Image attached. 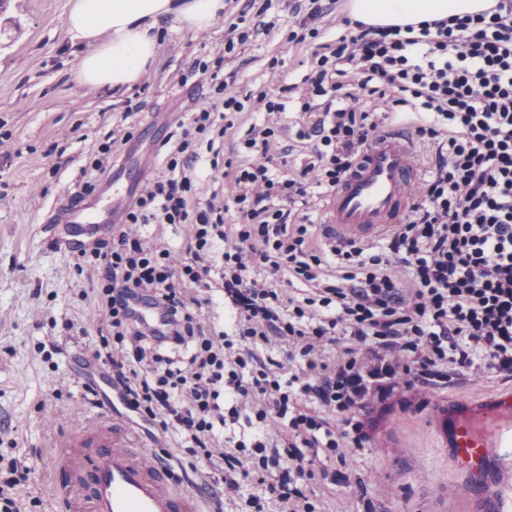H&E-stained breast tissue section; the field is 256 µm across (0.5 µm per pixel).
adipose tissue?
Listing matches in <instances>:
<instances>
[{
  "instance_id": "adipose-tissue-1",
  "label": "adipose tissue",
  "mask_w": 512,
  "mask_h": 512,
  "mask_svg": "<svg viewBox=\"0 0 512 512\" xmlns=\"http://www.w3.org/2000/svg\"><path fill=\"white\" fill-rule=\"evenodd\" d=\"M496 0H349L351 16L368 26L416 24L474 15ZM224 0H67L65 26L88 46L75 73L80 85L124 94L136 84L162 48L158 23L179 30L211 27Z\"/></svg>"
}]
</instances>
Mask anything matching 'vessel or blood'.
Returning a JSON list of instances; mask_svg holds the SVG:
<instances>
[{
	"label": "vessel or blood",
	"mask_w": 512,
	"mask_h": 512,
	"mask_svg": "<svg viewBox=\"0 0 512 512\" xmlns=\"http://www.w3.org/2000/svg\"><path fill=\"white\" fill-rule=\"evenodd\" d=\"M409 128L388 127L367 144L359 163L328 201L327 233L337 242L373 241L400 223L410 208V187L421 172L408 162ZM134 192L104 185L95 202L65 213L62 226L104 228L113 213L130 207ZM102 418L91 428L62 439L59 465L93 469L85 489L91 512H203L191 495L174 488L166 464L121 447L110 401L99 403ZM448 464L482 512H512V392L500 395L490 413L448 420Z\"/></svg>",
	"instance_id": "1"
}]
</instances>
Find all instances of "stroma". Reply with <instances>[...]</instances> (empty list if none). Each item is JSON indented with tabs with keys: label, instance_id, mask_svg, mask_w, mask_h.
I'll use <instances>...</instances> for the list:
<instances>
[{
	"label": "stroma",
	"instance_id": "1",
	"mask_svg": "<svg viewBox=\"0 0 512 512\" xmlns=\"http://www.w3.org/2000/svg\"><path fill=\"white\" fill-rule=\"evenodd\" d=\"M66 2L0 0V487H10L16 512H71L58 496V484L70 475L55 467V444L101 417L73 362L107 331L94 299L98 275L80 253L41 238L43 218L85 182L104 181L90 166L102 142L113 143L119 188L163 175L165 140L189 123L209 92L193 70L196 61L223 56L228 91L255 95L301 84L314 51L355 30L347 22L348 0H320L319 35L305 39L300 23L310 0H224L223 18L209 28L180 32L164 23L160 54L136 86L115 97L74 81L82 47L64 26ZM261 20L271 29L254 32ZM235 28L248 39L230 43ZM265 120L279 129L270 149L276 168L298 172L310 159L309 146L297 138L308 117L296 99L284 112L238 114L219 154H206L194 194L197 202L227 205V223L241 217L224 173L244 163L237 142ZM508 390L512 379L493 371L480 382L459 374L429 399L401 389L387 406H366L357 417L369 446L317 461L307 482L312 498L321 512H473L448 465L442 424L459 397L483 412ZM121 421L134 447L171 454L176 488L202 492L206 512H239L253 496L277 512L269 487L278 483L279 470L259 480L239 478L234 489L218 485L207 464L171 438L150 437L129 415ZM337 473L350 474L349 483L334 482Z\"/></svg>",
	"mask_w": 512,
	"mask_h": 512
}]
</instances>
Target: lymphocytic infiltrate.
I'll return each instance as SVG.
<instances>
[{
    "label": "lymphocytic infiltrate",
    "instance_id": "obj_1",
    "mask_svg": "<svg viewBox=\"0 0 512 512\" xmlns=\"http://www.w3.org/2000/svg\"><path fill=\"white\" fill-rule=\"evenodd\" d=\"M198 68L210 83L208 101L167 154L166 174L124 217L191 225L187 259L173 267L168 248L123 232L94 243L87 257L103 272L97 302L109 335L93 357L111 349L108 382L125 408L177 437L229 488L284 459L280 512H318L305 485L312 453L343 454L368 440L362 423L342 432L333 417L349 420L402 387L447 385L460 367L512 378V0L416 28H363L315 53L301 105L314 120L297 137L313 143L310 166L323 193L335 191L377 132L374 109L412 113L416 135L436 148L432 174L382 251L319 240L311 224L276 207L308 191L273 167L267 126L248 130V161L232 175L242 223H225L224 208L193 206L196 142L223 137L228 115L247 107L225 94L221 63ZM216 253L232 334L203 330L196 318L197 290ZM265 267L300 282L301 298H283L257 277ZM135 295L161 313V330L137 321ZM274 339L298 351L307 381L282 378L259 356ZM413 357L421 361L416 374ZM243 399L252 433L225 436ZM221 436L227 446L218 454Z\"/></svg>",
    "mask_w": 512,
    "mask_h": 512
}]
</instances>
